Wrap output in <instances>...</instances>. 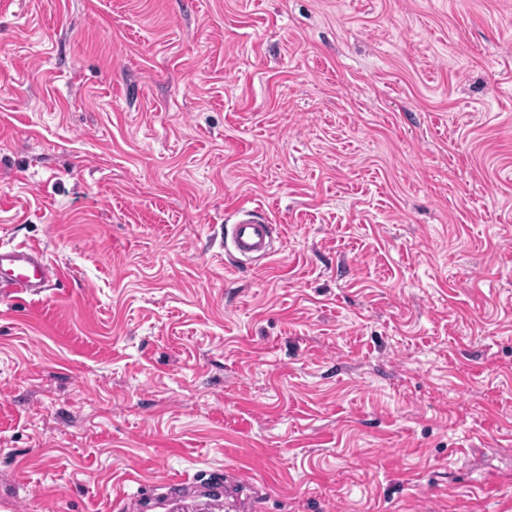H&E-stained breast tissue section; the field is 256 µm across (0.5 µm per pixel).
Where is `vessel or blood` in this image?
Returning <instances> with one entry per match:
<instances>
[{
	"instance_id": "1",
	"label": "vessel or blood",
	"mask_w": 512,
	"mask_h": 512,
	"mask_svg": "<svg viewBox=\"0 0 512 512\" xmlns=\"http://www.w3.org/2000/svg\"><path fill=\"white\" fill-rule=\"evenodd\" d=\"M231 245L238 261L267 258L275 254L273 226L256 211L242 212L231 226ZM60 268L51 263L44 248L36 243H0V291L41 295L50 280H62Z\"/></svg>"
}]
</instances>
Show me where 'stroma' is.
I'll use <instances>...</instances> for the list:
<instances>
[{
  "mask_svg": "<svg viewBox=\"0 0 512 512\" xmlns=\"http://www.w3.org/2000/svg\"><path fill=\"white\" fill-rule=\"evenodd\" d=\"M1 241L0 512H512V0H0ZM235 224L231 225V245L239 262L253 258H267L278 249L274 246L273 225L254 210L242 211ZM259 214L260 216H258ZM61 269L51 263L37 243H0V291L38 296L50 280L62 281Z\"/></svg>",
  "mask_w": 512,
  "mask_h": 512,
  "instance_id": "35a3bbf8",
  "label": "stroma"
}]
</instances>
